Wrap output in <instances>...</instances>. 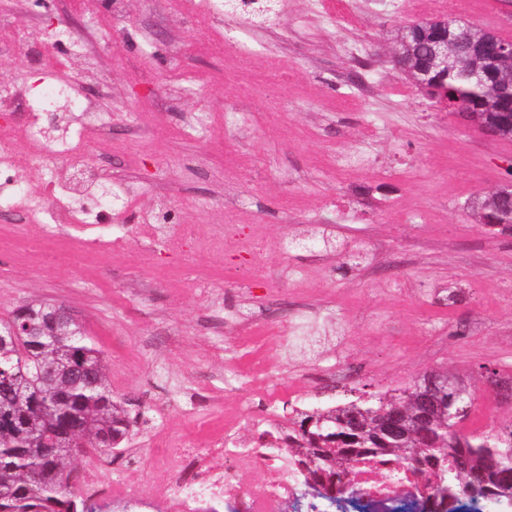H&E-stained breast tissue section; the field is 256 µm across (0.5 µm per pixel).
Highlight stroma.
I'll return each mask as SVG.
<instances>
[{
	"mask_svg": "<svg viewBox=\"0 0 512 512\" xmlns=\"http://www.w3.org/2000/svg\"><path fill=\"white\" fill-rule=\"evenodd\" d=\"M330 24L308 0L244 28L231 17L194 24L170 0H124L116 30L91 28L104 0H48L78 33L108 82L86 98L111 113L89 129V159L126 192L105 228L124 250L89 256L66 232L42 236L0 214V317L34 300L60 304L103 351L113 396L132 432L112 472L168 466V438L209 447L232 427L257 441L261 422L291 428V410L404 389L430 372L459 377L478 400L468 432L512 426L487 371L512 377V233L485 225L475 201L512 185V141L430 107L395 69L400 26L458 19L512 38V0H352ZM25 0L0 17V83L40 81L41 28ZM251 48L233 52L236 42ZM368 46L373 88L358 93L348 44ZM275 71L255 87L248 73ZM167 213L207 231H256L251 251L175 253L141 239L137 215ZM332 248L296 249L310 234ZM304 318L302 335L289 334ZM269 372L277 398L249 378Z\"/></svg>",
	"mask_w": 512,
	"mask_h": 512,
	"instance_id": "1",
	"label": "stroma"
}]
</instances>
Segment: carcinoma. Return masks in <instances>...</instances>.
<instances>
[{"label":"carcinoma","mask_w":512,"mask_h":512,"mask_svg":"<svg viewBox=\"0 0 512 512\" xmlns=\"http://www.w3.org/2000/svg\"><path fill=\"white\" fill-rule=\"evenodd\" d=\"M436 30L449 31L448 68L431 72L424 84L433 103L458 112L485 133L512 141V55L498 53L505 38L476 25L427 20L409 38L399 68L410 71L430 59ZM486 224L512 227V190L500 189L481 202ZM42 303L28 304V315L13 311L0 318V332L20 330L10 361L0 364V512H79L81 492L72 458L64 450L48 453L68 438L86 449L120 447L130 433L123 406L112 396L102 351L71 325L61 336L47 335ZM62 359L94 370L95 383L82 376L45 382V361ZM459 402L452 394L424 396L414 384L401 395L386 392L326 408L297 413L284 447L298 464L303 484L322 497L330 477L354 472L360 459L393 461L423 480L442 498L471 492L497 506V496L512 490V428L492 435L452 433ZM414 415L421 425L401 438L395 424ZM477 483L469 485L471 475Z\"/></svg>","instance_id":"1"}]
</instances>
